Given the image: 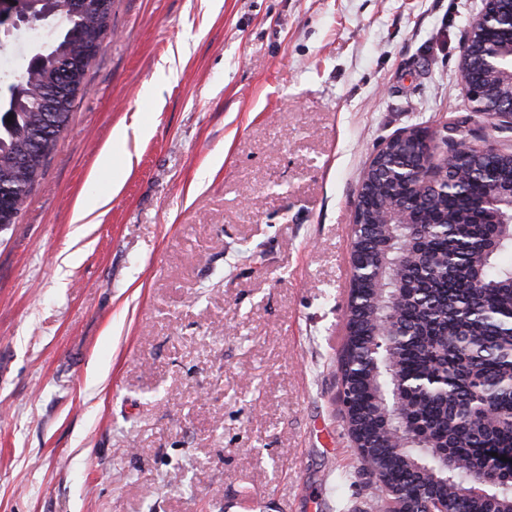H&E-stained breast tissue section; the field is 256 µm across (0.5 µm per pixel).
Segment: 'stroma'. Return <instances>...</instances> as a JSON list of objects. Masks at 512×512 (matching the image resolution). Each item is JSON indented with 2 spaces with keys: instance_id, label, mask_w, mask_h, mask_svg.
<instances>
[{
  "instance_id": "stroma-1",
  "label": "stroma",
  "mask_w": 512,
  "mask_h": 512,
  "mask_svg": "<svg viewBox=\"0 0 512 512\" xmlns=\"http://www.w3.org/2000/svg\"><path fill=\"white\" fill-rule=\"evenodd\" d=\"M481 7L115 0L0 231V512H383L341 402L357 193L414 125L512 150L460 83ZM137 122L120 186L89 182ZM128 139V128L126 126H117L112 131L110 142L102 148L98 156V168L94 178L98 172L112 170L114 171V147L120 146Z\"/></svg>"
}]
</instances>
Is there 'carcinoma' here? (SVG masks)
<instances>
[{"label": "carcinoma", "mask_w": 512, "mask_h": 512, "mask_svg": "<svg viewBox=\"0 0 512 512\" xmlns=\"http://www.w3.org/2000/svg\"><path fill=\"white\" fill-rule=\"evenodd\" d=\"M114 0L42 5L63 27L27 62L26 82L9 83L0 103V230L17 223L61 133L86 75L111 28ZM69 57L84 60L73 83L60 77ZM14 118H9V115ZM11 122H5V119ZM390 163L412 160L409 144L388 145ZM464 161L447 153L442 171L463 175L421 196L402 188L374 192L354 224L352 263L378 276L352 282L341 358L342 384L352 392L353 431L371 456L380 484L448 503V512H512V492L461 494L462 483L485 475L481 448L512 456V209L478 206L490 184L512 188V152L470 147ZM405 208L409 221L388 224L384 204ZM424 238L420 263L401 279L391 267L411 238ZM400 341L376 354L385 325ZM448 377L442 390L423 389L431 373Z\"/></svg>", "instance_id": "carcinoma-1"}]
</instances>
